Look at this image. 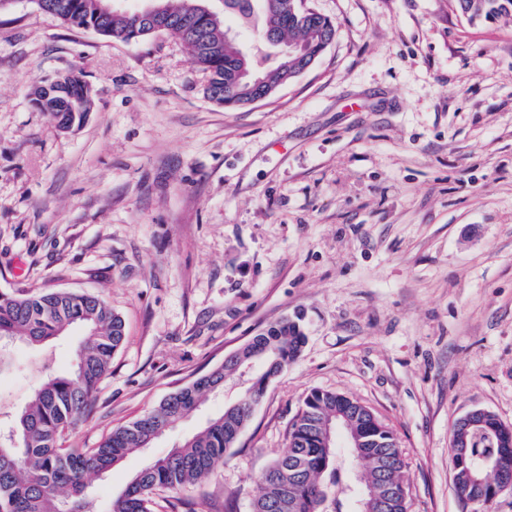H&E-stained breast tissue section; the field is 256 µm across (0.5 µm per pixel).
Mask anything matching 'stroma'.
<instances>
[{"label": "stroma", "mask_w": 512, "mask_h": 512, "mask_svg": "<svg viewBox=\"0 0 512 512\" xmlns=\"http://www.w3.org/2000/svg\"><path fill=\"white\" fill-rule=\"evenodd\" d=\"M334 41L267 98L227 109L178 40L123 42L29 0L0 10V292L103 296L125 321L94 411L93 448L266 324L302 315L306 344L268 386L195 512H251L313 389L370 406L396 435L409 512H478L453 479L456 421L512 424V17L456 0H303ZM81 70L95 90L61 130L35 83ZM79 338L17 346L0 371L9 424ZM224 407L212 394L95 478L99 512ZM456 2L460 13L469 21L512 15V0H456ZM494 420H497V418L492 412L478 409L466 413L458 420V424L461 426L462 432L468 433L469 431H484V429L489 428L488 423Z\"/></svg>", "instance_id": "obj_1"}]
</instances>
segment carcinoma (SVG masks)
Segmentation results:
<instances>
[{
  "mask_svg": "<svg viewBox=\"0 0 512 512\" xmlns=\"http://www.w3.org/2000/svg\"><path fill=\"white\" fill-rule=\"evenodd\" d=\"M61 23L123 41L162 32L181 42L207 75V97L220 105H245L237 87L242 67L237 40L226 18L250 34L255 53L248 66L265 84L276 85L297 60L277 50L286 43L321 54L333 41L336 25L312 12H293L296 0H224V11L205 17L203 0H160L155 18L135 11L104 9L106 0H31ZM470 21L512 15V0H456ZM33 103L68 129L93 105L92 86L80 72L62 75L33 89ZM79 327L84 337L71 369L50 373L31 392L11 422V436H0V512H95L88 479L110 471L126 456L147 447L158 430L191 413L217 385L241 384L234 402L186 435L168 454L137 472L110 512H154L158 491L179 494L207 478L235 446L252 421L266 386L300 356L306 336L301 318L269 324L237 349L236 355L196 377L137 419L118 426L94 448H65V434L85 420L112 357L125 339L121 316L102 297L86 292L16 290L0 293V341L45 347L67 330ZM351 428L372 433L380 444L363 453L334 445L337 414ZM473 455L500 457L512 479V439L499 434L467 436ZM373 484L387 502L385 512H408L406 461L392 429L359 400L343 393L314 389L288 432L287 450L266 468L253 512H359L356 476Z\"/></svg>",
  "mask_w": 512,
  "mask_h": 512,
  "instance_id": "cac0c4a2",
  "label": "carcinoma"
}]
</instances>
